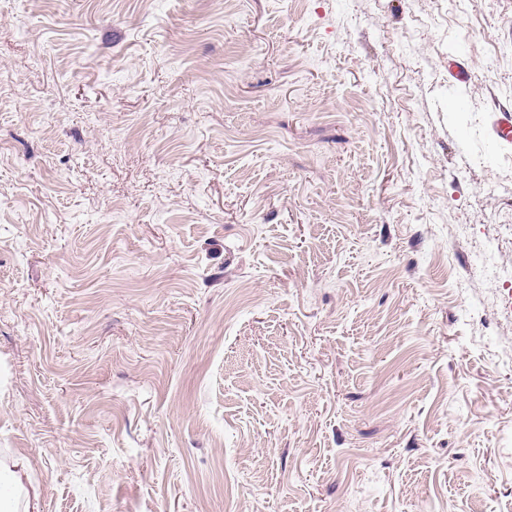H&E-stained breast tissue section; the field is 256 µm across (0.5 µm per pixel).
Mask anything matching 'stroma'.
Segmentation results:
<instances>
[{
  "label": "stroma",
  "instance_id": "1",
  "mask_svg": "<svg viewBox=\"0 0 512 512\" xmlns=\"http://www.w3.org/2000/svg\"><path fill=\"white\" fill-rule=\"evenodd\" d=\"M512 0H0V458L39 512H512ZM7 469L2 470L1 466V478L2 471L6 473L9 485L16 492L18 501L23 503V511L25 512H38L37 501L38 496L33 490H28L24 485V471L25 465L22 460L16 459L11 460L10 465L6 466Z\"/></svg>",
  "mask_w": 512,
  "mask_h": 512
}]
</instances>
